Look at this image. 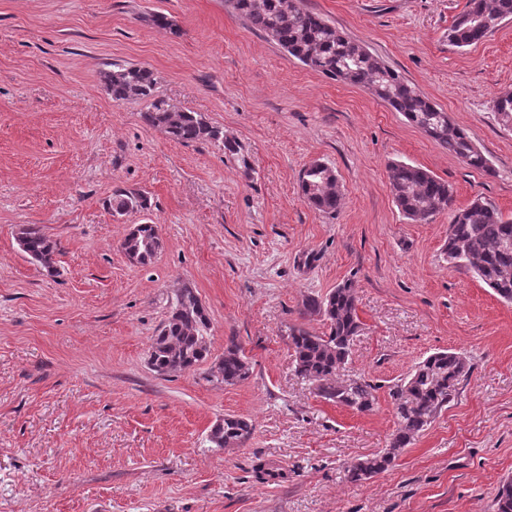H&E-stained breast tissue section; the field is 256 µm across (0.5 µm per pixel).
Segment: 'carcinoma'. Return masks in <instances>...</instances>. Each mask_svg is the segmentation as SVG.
Instances as JSON below:
<instances>
[{
    "mask_svg": "<svg viewBox=\"0 0 512 512\" xmlns=\"http://www.w3.org/2000/svg\"><path fill=\"white\" fill-rule=\"evenodd\" d=\"M233 11L250 28L274 41L290 56L333 79L368 86L372 93L407 121L423 130L448 152L467 165L491 171L483 152L466 130L453 123L398 72L387 67L364 45L348 38L336 26L307 9L302 0H227ZM512 17V0H470L468 9L448 32V41L459 47L472 45L484 37L478 20ZM103 80L117 103H147L143 120L161 127L179 143L214 141L226 151L237 152L236 144L224 139V132L210 125L196 112L174 111L156 98L157 82L146 67L112 64ZM501 121L512 125V93L493 101ZM390 188L398 209L414 223H427L441 207H451L453 189L427 170L406 163L389 167ZM299 184L308 204L325 214L339 208L341 194L334 172L315 161L301 172ZM112 213L125 215L147 209L142 193L117 191L109 201ZM19 247L41 266L54 269L57 245L36 227H27L17 237ZM160 247L155 226L143 224L130 234L123 249L135 262L144 264ZM448 264L466 266L506 302H512V220L504 219L492 206L476 199L453 212L445 245ZM303 315L322 322L316 332L303 324L288 327V344L293 352L294 371L314 386L317 396L327 402L358 412L376 404L377 387L363 378L345 383L336 372L349 362L351 345L360 323L355 284L345 280L325 295H310L303 301ZM210 318L193 289L184 288L176 296L171 312L153 339L150 362L154 371L165 375L184 372L206 360L209 354ZM472 366L457 352H437L419 362L389 388L397 427L386 448L358 460L348 469L352 482L367 480L387 470L398 456L435 421L458 394ZM217 379L227 385L244 381L252 374V364L236 337L229 336L224 356L216 365ZM252 420L226 416L208 436L214 448L246 443L254 433ZM494 512H512V484H503L494 501Z\"/></svg>",
    "mask_w": 512,
    "mask_h": 512,
    "instance_id": "carcinoma-1",
    "label": "carcinoma"
}]
</instances>
